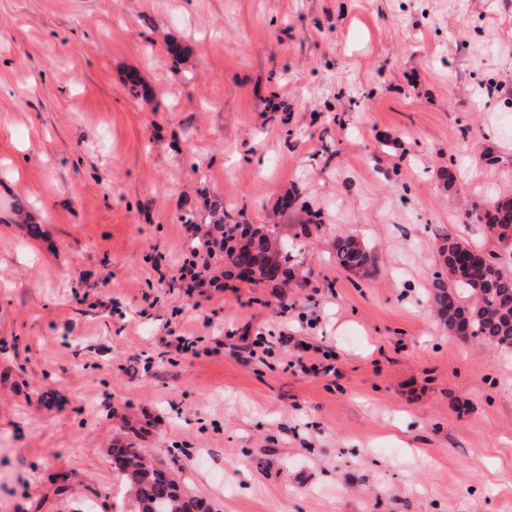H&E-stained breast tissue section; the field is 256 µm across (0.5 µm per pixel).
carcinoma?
<instances>
[{
  "mask_svg": "<svg viewBox=\"0 0 512 512\" xmlns=\"http://www.w3.org/2000/svg\"><path fill=\"white\" fill-rule=\"evenodd\" d=\"M470 216L504 246L512 245V200L485 207ZM219 235L187 246L210 266L224 261V275L250 284L279 288L294 276L291 249L273 224H219ZM336 263L364 275L376 265L375 255L356 237L339 235L333 243ZM443 269L433 273L432 299L448 332L500 348H512V274L498 255L483 252L448 236L439 246ZM112 470L127 484L134 512H199V501L186 494L166 470L149 463L136 448L112 449Z\"/></svg>",
  "mask_w": 512,
  "mask_h": 512,
  "instance_id": "cac0c4a2",
  "label": "carcinoma"
}]
</instances>
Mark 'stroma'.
I'll return each instance as SVG.
<instances>
[{"label":"stroma","mask_w":512,"mask_h":512,"mask_svg":"<svg viewBox=\"0 0 512 512\" xmlns=\"http://www.w3.org/2000/svg\"><path fill=\"white\" fill-rule=\"evenodd\" d=\"M504 198L512 0H0V512H129V446L211 512H512V349L430 288ZM220 218L304 278L186 293ZM333 249V258L336 263L356 275L367 274L376 265L375 255L363 247L354 236H336Z\"/></svg>","instance_id":"35a3bbf8"}]
</instances>
